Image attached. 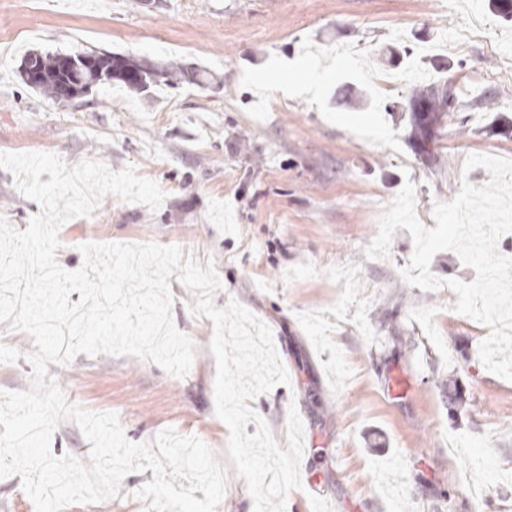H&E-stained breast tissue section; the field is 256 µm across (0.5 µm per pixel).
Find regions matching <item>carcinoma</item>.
I'll return each mask as SVG.
<instances>
[{"label":"carcinoma","instance_id":"carcinoma-1","mask_svg":"<svg viewBox=\"0 0 512 512\" xmlns=\"http://www.w3.org/2000/svg\"><path fill=\"white\" fill-rule=\"evenodd\" d=\"M63 54L32 51L24 58L22 83L55 99H73L88 92L99 83L118 80L129 88L147 90L160 74L132 60L109 52H82L71 55L75 65L68 71L62 68ZM92 63L86 64L83 59ZM407 141L409 146L428 162H437L438 155L432 145L448 120L461 111L460 93L448 82L436 83L422 90H414L408 97Z\"/></svg>","mask_w":512,"mask_h":512}]
</instances>
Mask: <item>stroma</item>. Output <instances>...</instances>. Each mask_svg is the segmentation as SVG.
<instances>
[{
  "label": "stroma",
  "instance_id": "obj_1",
  "mask_svg": "<svg viewBox=\"0 0 512 512\" xmlns=\"http://www.w3.org/2000/svg\"><path fill=\"white\" fill-rule=\"evenodd\" d=\"M0 152H51L134 167L166 198L158 211L106 196L65 222L58 264L81 267V244L176 245L214 262L216 307L237 299L273 334L290 378L250 400L286 446L289 405L304 426L301 489L286 512H512V380L483 366L485 325L454 311L458 296L408 285L413 241L395 232L390 259H368L384 206L416 186L418 219L463 182L482 185L471 155L512 158V21L497 0H0ZM33 49L118 53L176 73L175 85L135 92L122 83L56 100L27 88ZM285 79L325 72L318 99L258 91L270 64ZM459 75L465 121L449 120L430 165L406 141L397 112L414 86ZM484 96L491 104L470 108ZM39 205L0 169V215L26 230ZM173 319L194 346L175 377L132 356L80 354L49 364L69 403L113 412L126 437L174 429L228 464L229 430L214 405L210 319L194 316L178 281ZM22 354L0 363V390L31 385L28 334L0 323ZM133 472L118 496L61 512H147ZM486 484L474 501L464 480Z\"/></svg>",
  "mask_w": 512,
  "mask_h": 512
}]
</instances>
